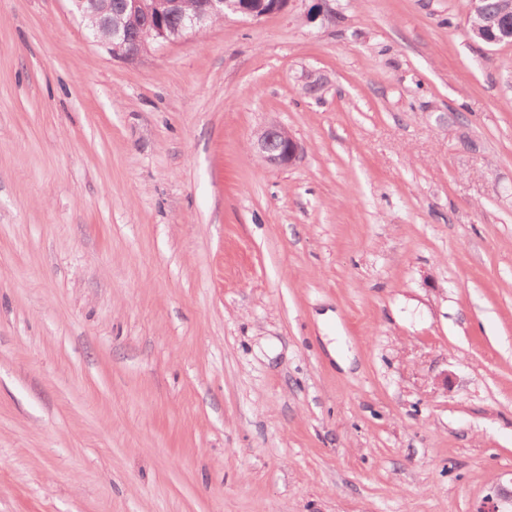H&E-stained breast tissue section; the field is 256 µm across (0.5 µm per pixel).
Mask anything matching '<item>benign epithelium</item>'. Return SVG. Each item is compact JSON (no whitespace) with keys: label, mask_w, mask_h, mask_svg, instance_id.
I'll return each mask as SVG.
<instances>
[{"label":"benign epithelium","mask_w":512,"mask_h":512,"mask_svg":"<svg viewBox=\"0 0 512 512\" xmlns=\"http://www.w3.org/2000/svg\"><path fill=\"white\" fill-rule=\"evenodd\" d=\"M72 6L81 12V17L91 16L93 25L87 27L88 33L98 42L112 49V40L117 39L133 45V50L124 55L123 60L134 61L141 57L138 45L141 39V30L144 27L156 29L165 40L170 35L178 36L184 30L194 29L203 25L207 20L224 18L228 14L242 15L258 19L269 15V12H260L254 9L249 0H204L200 9L187 13L180 9L183 0H133L132 20L141 22L133 26L120 13L112 17V0H69ZM167 9L178 12L182 19L180 27L171 32L167 31L165 24L154 20L157 12ZM512 39V24L507 21L492 20L489 23L485 43L499 44ZM281 139L280 147L273 152L268 149L269 141L274 137ZM253 148L263 163L277 168L293 165L300 157L301 146L285 127L271 122L256 134ZM473 512H512V480L509 485L497 484L493 492L485 495Z\"/></svg>","instance_id":"benign-epithelium-1"}]
</instances>
